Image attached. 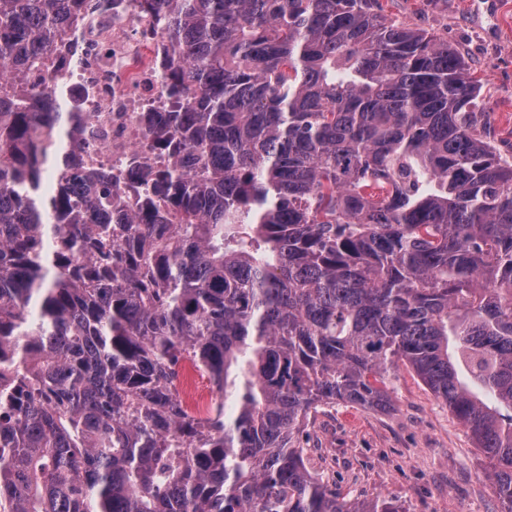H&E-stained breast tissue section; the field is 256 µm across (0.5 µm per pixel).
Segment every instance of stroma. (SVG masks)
<instances>
[{
	"label": "stroma",
	"instance_id": "stroma-1",
	"mask_svg": "<svg viewBox=\"0 0 512 512\" xmlns=\"http://www.w3.org/2000/svg\"><path fill=\"white\" fill-rule=\"evenodd\" d=\"M386 16L460 50L480 81L492 138L512 149V0H380ZM390 405L318 408L302 445L312 469L347 499H388L403 512H501L491 460L404 364L387 379Z\"/></svg>",
	"mask_w": 512,
	"mask_h": 512
}]
</instances>
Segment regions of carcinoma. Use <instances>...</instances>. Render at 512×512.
<instances>
[{"mask_svg":"<svg viewBox=\"0 0 512 512\" xmlns=\"http://www.w3.org/2000/svg\"><path fill=\"white\" fill-rule=\"evenodd\" d=\"M379 0H148L176 110L126 222L74 198L84 0H0V512H402L307 465L406 362L512 512V158L462 55ZM192 365L220 400L179 397Z\"/></svg>","mask_w":512,"mask_h":512,"instance_id":"carcinoma-1","label":"carcinoma"}]
</instances>
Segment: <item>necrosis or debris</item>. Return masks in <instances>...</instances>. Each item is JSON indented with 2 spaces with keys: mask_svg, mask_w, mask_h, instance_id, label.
<instances>
[{
  "mask_svg": "<svg viewBox=\"0 0 512 512\" xmlns=\"http://www.w3.org/2000/svg\"><path fill=\"white\" fill-rule=\"evenodd\" d=\"M71 41L57 88L68 110L83 115L84 167L111 176L126 214L143 193V173L170 162L147 125L172 103L164 80L168 40L136 0H89Z\"/></svg>",
  "mask_w": 512,
  "mask_h": 512,
  "instance_id": "necrosis-or-debris-1",
  "label": "necrosis or debris"
}]
</instances>
